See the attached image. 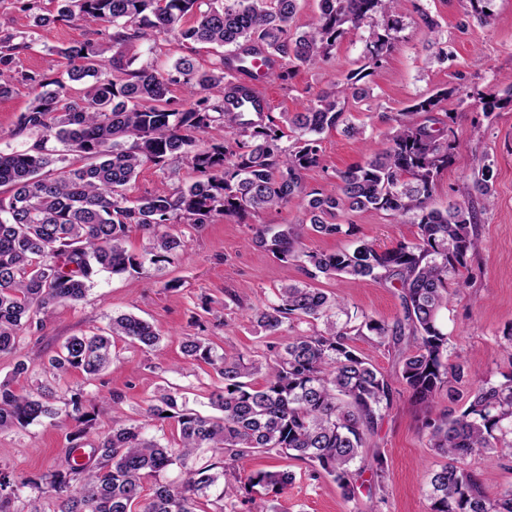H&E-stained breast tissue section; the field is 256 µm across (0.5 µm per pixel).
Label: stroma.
<instances>
[{
    "instance_id": "35a3bbf8",
    "label": "stroma",
    "mask_w": 512,
    "mask_h": 512,
    "mask_svg": "<svg viewBox=\"0 0 512 512\" xmlns=\"http://www.w3.org/2000/svg\"><path fill=\"white\" fill-rule=\"evenodd\" d=\"M420 5L438 21L439 33H431L417 18L407 19L394 50L368 77V97L346 105L348 120L361 129V137L351 138L339 127L327 130L322 136L321 164L307 172L305 186L335 192L338 171L362 161L386 141L392 115L419 96L452 90L448 109L455 114L457 146L452 163L438 179L433 205L442 210L460 202L459 187L483 163H491L493 179L492 202L479 226L480 248L468 262L464 285L451 288L442 322L449 357H464L473 372L497 380L512 370V355L504 340L512 327V105L487 115L474 95H500L512 86V0H485L490 14L485 24L474 14L470 0H420ZM1 31L32 36L33 47L21 55L19 69L47 78L60 76L67 67L56 47L108 41L98 26L60 22L32 30L19 0H0ZM363 49L360 32L351 31L337 43L329 61L299 69L285 84L267 79L270 110L300 112L320 95L336 91L349 70L363 65ZM186 52L173 33L156 29L147 41L124 49L134 67H150L163 77ZM33 98V90L21 84L12 97L0 100V150L22 151L32 144L33 135L17 136L13 130ZM197 178L185 161L163 167L149 163L140 168L129 195L136 198L163 186H187ZM301 218L296 207L286 205L243 221L217 214L200 229L178 225L188 248L170 264L159 268L148 264L131 274L100 273L82 300L58 306L42 331L24 336L29 372L13 378L14 388L23 392L34 388L44 377L48 356L67 338L106 328L114 314L133 313L159 331V350L144 351L117 342L118 371L93 380L72 371L60 384V397L67 399L80 391L108 401L117 392L122 400L113 410L114 418L132 421L160 388L172 386L183 394L188 408L209 413L208 394L218 377L210 366L185 360L182 340L202 334L219 349L230 346L247 356L265 352L269 338L253 323L251 309L274 299L278 289L298 279L299 273L251 244V228L295 224ZM340 221L352 225V235H312L306 238V246L332 252L362 240L388 247L417 234L416 225L395 223L382 211L346 213ZM317 285L382 320H392L400 311L396 289L372 280L322 278ZM354 345L396 390L391 410L369 441L386 467L382 496L363 492L358 503L347 502L331 478L311 479L305 462L284 455L257 454L244 467L294 473V483L278 498L281 512H354L358 504L373 505L376 512H428L429 474L439 459L421 433L424 414L400 380L393 350L362 337ZM73 430L70 421L58 418L0 434V471L27 477L49 471L70 446Z\"/></svg>"
}]
</instances>
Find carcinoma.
Segmentation results:
<instances>
[{"label":"carcinoma","instance_id":"1","mask_svg":"<svg viewBox=\"0 0 512 512\" xmlns=\"http://www.w3.org/2000/svg\"><path fill=\"white\" fill-rule=\"evenodd\" d=\"M200 2L57 0L52 14L42 12L39 0H26L23 8L35 29L65 21L109 30L106 47L87 41L56 48L69 64L66 82L17 70L31 43L0 34V99L12 96L19 84L35 88L14 134H41L25 152L0 150V187L9 193L0 198V356L15 360L12 378L0 381V434L60 415L75 426V444L64 449L53 470L20 479L0 471V512H10L19 487L37 491L29 512H44L46 496L54 499V512H203L199 499L236 461L272 452L308 463L312 479L330 477L346 501H356L368 440L396 393L353 345L359 336L394 348L401 382L426 409L427 447L443 459L426 492L429 512H512V490L492 499L465 467L469 457L486 452L512 460V372L499 381H478L460 410L432 411L451 382L471 376L466 361L449 362L440 315L448 307L449 281L461 275L480 247L482 209L473 193L488 201L492 187L491 165L485 164L460 189L462 204L444 212L432 207L437 180L455 146L453 113L447 109L452 92L440 89L397 113L383 146L338 173L336 192H308L304 185L306 172L320 164L325 131L343 125L350 136L361 134L347 122L346 98L368 94L358 82L392 51L405 18L416 14L431 32L439 23L417 6L418 0H320L316 23L297 34L289 25L298 0H211L198 13ZM194 13L195 23L184 25L185 16ZM150 29L172 32L185 45L224 47L227 54L210 70L182 56L166 78L148 67L131 68L132 61H123L119 51L105 57L115 47L146 38ZM350 30L366 33L365 64L346 76L342 89L318 97L292 117L267 111L254 121L227 106L250 95L247 87L228 79L231 71L245 70L248 57L264 53L276 62L309 67L330 59ZM108 66L118 75L103 79ZM173 85L186 97L173 96ZM219 120L229 136L209 143L204 135ZM286 136L293 138L289 146L283 144ZM51 137L78 156L54 177L43 173L54 163L46 148ZM180 159L190 162L198 180L174 191L128 197L127 187L143 165ZM286 204L299 208L302 220L258 224L252 237V243L303 277L254 309L255 322L274 342L259 359L218 353L200 336L182 342L186 359L202 360L217 374L210 404L218 414L188 410L178 404L177 388L164 389L135 423L112 422L79 460L76 441L89 433L106 405L78 393L58 408L55 383L74 369L88 379L112 369L116 338L155 350L161 335L136 315L113 316L105 329L69 337L48 359L46 380L24 393L12 383L29 371L22 336L41 330L56 306L81 300L98 272L137 273L147 263L170 262L188 247L172 226L201 228L214 213L257 215ZM368 210L416 225L417 236L385 249L358 241L325 252L303 243L310 233L352 235V225L338 222L340 213ZM133 226L148 237L141 255L125 248ZM336 276L391 284L398 292L399 314L391 322L377 319L313 286L321 277ZM319 321L322 330L295 331L300 323ZM260 372L265 382L256 387L251 378ZM167 418L179 430L176 449L146 436L155 421ZM201 448L212 450L204 466L185 472L178 482L161 478ZM370 471L373 488L384 490L381 455H373ZM148 476L155 482L145 496L142 480ZM234 479L248 491L259 487L281 495L294 475L258 470Z\"/></svg>","mask_w":512,"mask_h":512}]
</instances>
